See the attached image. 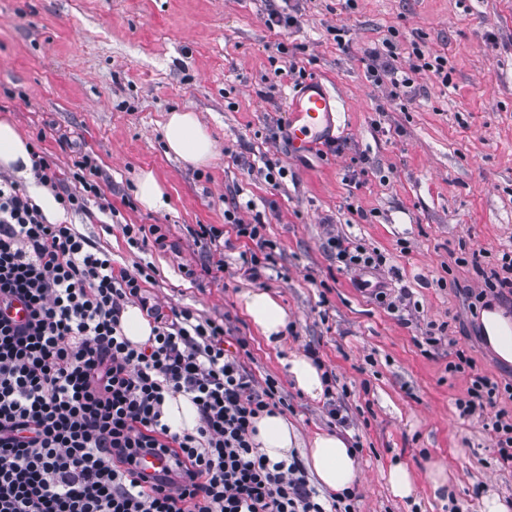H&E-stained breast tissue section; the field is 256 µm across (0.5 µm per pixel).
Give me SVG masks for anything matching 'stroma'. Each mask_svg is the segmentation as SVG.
Segmentation results:
<instances>
[{"label": "stroma", "mask_w": 512, "mask_h": 512, "mask_svg": "<svg viewBox=\"0 0 512 512\" xmlns=\"http://www.w3.org/2000/svg\"><path fill=\"white\" fill-rule=\"evenodd\" d=\"M299 8L298 26L284 30L267 26L264 0H0V116L37 141L65 188L74 186L75 152L96 159L112 212L93 201L69 223L119 266L152 263L147 295L163 310H191L244 338L245 369L257 382L278 381L304 442L338 427L325 400L293 388L281 360L316 351L348 417L338 429L359 445L356 512H480L490 493L511 503L512 467L501 465L486 423L512 413V397L460 417L456 401L471 376L448 364L462 350L480 372L512 382V362L470 312L482 269L512 250V0H356L350 9L345 0H300ZM389 37L398 66L417 46L427 61L444 58L445 76L419 70L388 97L365 52ZM308 78L335 95L338 114L327 141L296 155L280 124ZM175 109L196 112L211 135L207 167L167 155L162 126ZM270 156L286 169L276 186L263 174ZM142 169L165 183L169 208L140 206ZM232 207L259 216L277 245L260 280L240 271L244 243L224 222ZM125 224L168 225L166 248L128 245ZM203 224L234 242L224 270L208 275L200 269L215 246L198 237ZM331 232L384 264L340 267ZM251 287L287 309L281 346L243 312L238 295ZM377 287L408 295L410 306L387 308ZM442 322L447 341L427 347L430 324ZM396 460L415 480V499L389 490L385 472ZM436 467L450 478L448 497L431 494Z\"/></svg>", "instance_id": "obj_1"}]
</instances>
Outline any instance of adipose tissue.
<instances>
[{
	"label": "adipose tissue",
	"instance_id": "ef3b65f1",
	"mask_svg": "<svg viewBox=\"0 0 512 512\" xmlns=\"http://www.w3.org/2000/svg\"><path fill=\"white\" fill-rule=\"evenodd\" d=\"M163 135L169 153L184 165L202 168L214 156L215 144L195 112H169ZM31 152L28 139L8 118H0V170L28 174L32 167ZM239 302L255 330L267 342L279 344L288 324V313L277 298L269 292L249 288L240 293ZM284 364L294 388L313 399L323 396L326 386L323 371L311 358L294 353ZM256 429L253 440L260 453L277 462L289 458L294 449H301L318 484L329 491H343L359 479L356 450L339 433L319 432L308 443H301L295 426L277 411L259 418Z\"/></svg>",
	"mask_w": 512,
	"mask_h": 512
}]
</instances>
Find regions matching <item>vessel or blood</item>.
<instances>
[{
	"label": "vessel or blood",
	"mask_w": 512,
	"mask_h": 512,
	"mask_svg": "<svg viewBox=\"0 0 512 512\" xmlns=\"http://www.w3.org/2000/svg\"><path fill=\"white\" fill-rule=\"evenodd\" d=\"M288 138L298 151H306L321 143L333 126L337 112L336 98L319 81L289 100Z\"/></svg>",
	"instance_id": "obj_1"
}]
</instances>
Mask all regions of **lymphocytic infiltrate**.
<instances>
[{
  "label": "lymphocytic infiltrate",
  "instance_id": "obj_1",
  "mask_svg": "<svg viewBox=\"0 0 512 512\" xmlns=\"http://www.w3.org/2000/svg\"><path fill=\"white\" fill-rule=\"evenodd\" d=\"M394 43L369 51L375 84H411L394 66ZM33 177L67 214L101 195L98 167L75 155L74 191L60 190L55 163L32 155ZM255 246L241 267L252 279L274 261L261 222L224 213ZM155 269L115 268L112 254L73 225L50 223L25 186L0 173V306L22 301L23 323L0 314V512H354L355 489L320 494L299 457L271 462L252 440L255 420L285 405L275 379L256 383L228 327L184 309L165 313L145 294ZM136 304L152 324L148 341L124 336L121 315ZM512 384L473 373L456 408L483 413ZM191 399L195 432L172 431L166 397ZM146 453L173 461L163 476L137 469Z\"/></svg>",
  "mask_w": 512,
  "mask_h": 512
}]
</instances>
